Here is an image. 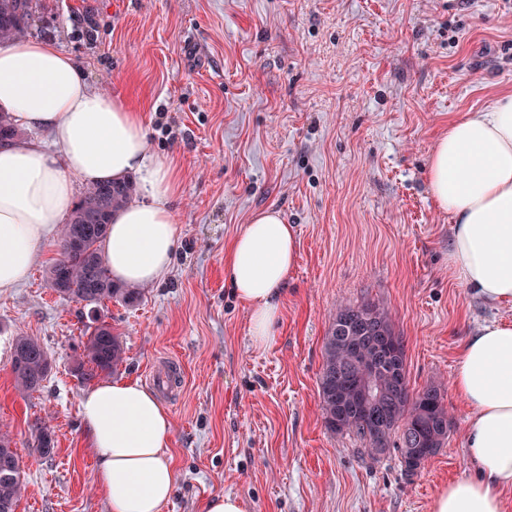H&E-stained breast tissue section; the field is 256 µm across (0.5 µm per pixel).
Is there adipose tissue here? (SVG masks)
Returning <instances> with one entry per match:
<instances>
[{
    "instance_id": "ef3b65f1",
    "label": "adipose tissue",
    "mask_w": 512,
    "mask_h": 512,
    "mask_svg": "<svg viewBox=\"0 0 512 512\" xmlns=\"http://www.w3.org/2000/svg\"><path fill=\"white\" fill-rule=\"evenodd\" d=\"M0 111L43 132L61 158L30 140L0 146V289L18 286L72 209L77 184L136 176L139 195L113 215L106 239L114 280L148 287L168 271L179 238L169 158L151 153L145 120L126 98L90 87L82 66L53 42L0 44ZM435 206L452 220L448 268L491 304H512V95L448 123L428 164ZM298 250L274 208L253 214L224 255V275L249 310L255 348H266ZM452 387L470 407L465 453L474 475L440 490L431 512H506L512 490V323L479 328L461 346ZM96 489L109 512H163L175 483L172 418L132 379L109 380L78 406Z\"/></svg>"
}]
</instances>
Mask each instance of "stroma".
Wrapping results in <instances>:
<instances>
[{"label":"stroma","instance_id":"stroma-1","mask_svg":"<svg viewBox=\"0 0 512 512\" xmlns=\"http://www.w3.org/2000/svg\"><path fill=\"white\" fill-rule=\"evenodd\" d=\"M29 34L144 112L151 152L178 168L180 237L132 305L93 315L50 288L55 236L28 279L0 291V430L22 457L17 512H108L78 411L96 320L125 350L116 377L140 380L171 414L164 512H201L218 493L251 512H430L444 485L471 475L469 409L450 379L465 339L512 322V305L449 273L451 219L427 168L450 118L512 94V0H34ZM271 207L296 225L298 254L275 341L257 349L224 246ZM363 302L391 313L411 391L443 385L448 439L412 476L397 450L373 459L324 423V338L339 305ZM20 334L52 364L30 394L11 372ZM43 421L48 460L31 452Z\"/></svg>","mask_w":512,"mask_h":512}]
</instances>
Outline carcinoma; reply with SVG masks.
<instances>
[{
  "instance_id": "cac0c4a2",
  "label": "carcinoma",
  "mask_w": 512,
  "mask_h": 512,
  "mask_svg": "<svg viewBox=\"0 0 512 512\" xmlns=\"http://www.w3.org/2000/svg\"><path fill=\"white\" fill-rule=\"evenodd\" d=\"M32 13V0H0V42L22 37ZM135 193L126 179L87 188L76 203L61 237V257L48 268L50 287L63 297L95 307L119 298L125 303L138 300L140 292L114 282L102 252L112 213ZM351 321L360 324L359 346L371 352L373 339L382 336L386 345L378 354L377 386L383 390L384 411L376 421L367 419L358 406L336 398V392H353L363 386L366 375L350 360L338 326ZM85 360L78 364L82 379L90 382L112 372L123 361V350L112 327L101 323L90 332L84 346ZM323 368L319 393L324 422L330 430L355 436L371 457L390 449L399 452V463L413 476L435 456L448 438L451 418L441 384L432 383L410 392L405 370V349L401 336L383 309L373 304L345 305L336 310L323 345ZM51 365L41 344L20 335L14 342L11 370L16 388L36 392L46 380ZM33 451L48 459L54 452L53 432L45 424L36 428ZM24 491L19 455L6 433H0V512H16Z\"/></svg>"
}]
</instances>
